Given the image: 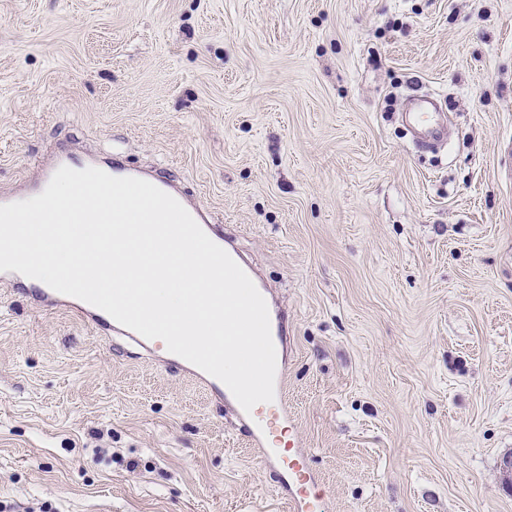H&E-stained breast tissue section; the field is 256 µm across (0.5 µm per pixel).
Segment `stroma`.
Returning a JSON list of instances; mask_svg holds the SVG:
<instances>
[{
  "label": "stroma",
  "instance_id": "1",
  "mask_svg": "<svg viewBox=\"0 0 512 512\" xmlns=\"http://www.w3.org/2000/svg\"><path fill=\"white\" fill-rule=\"evenodd\" d=\"M511 143L512 0H0V195L117 149L200 203L328 512H512ZM0 512L289 508L187 374L0 283ZM410 101L412 107L405 113V121L413 133L415 144L444 141V112H441L438 99L430 94H415Z\"/></svg>",
  "mask_w": 512,
  "mask_h": 512
}]
</instances>
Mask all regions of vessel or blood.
Listing matches in <instances>:
<instances>
[{
	"label": "vessel or blood",
	"instance_id": "vessel-or-blood-1",
	"mask_svg": "<svg viewBox=\"0 0 512 512\" xmlns=\"http://www.w3.org/2000/svg\"><path fill=\"white\" fill-rule=\"evenodd\" d=\"M405 121L413 133L415 144L442 142L446 138L444 114L437 98L429 94H416L411 98V109ZM56 166L81 170L96 167L114 177L124 171L111 157L94 159L65 155L55 161ZM35 300L66 308L76 313L90 329L100 335L119 334L128 338L148 354H160L162 362L175 366L194 376L195 379L223 402L244 427L264 468L274 479L291 512H326L327 495L318 476L308 464V456L296 434L287 429L288 408L281 393L285 386L284 370H277L273 402L260 403L251 411H244L230 390L220 380L208 375L183 358L166 352L159 339H147L123 327L109 314L80 299L58 293L50 288L39 289Z\"/></svg>",
	"mask_w": 512,
	"mask_h": 512
}]
</instances>
